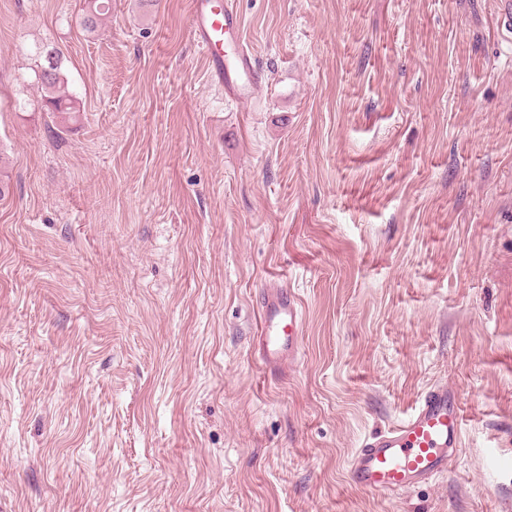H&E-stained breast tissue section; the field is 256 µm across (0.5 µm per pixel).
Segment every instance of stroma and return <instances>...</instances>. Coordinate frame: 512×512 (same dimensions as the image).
Masks as SVG:
<instances>
[{
  "mask_svg": "<svg viewBox=\"0 0 512 512\" xmlns=\"http://www.w3.org/2000/svg\"><path fill=\"white\" fill-rule=\"evenodd\" d=\"M495 0H236L260 107L190 0H0V512H512V50ZM63 54L80 122L39 106ZM303 303L254 358L256 298ZM460 454L407 493L352 454L420 394ZM106 0H83L81 23L86 32L93 34L103 26L109 12ZM260 305L258 360L269 370L278 369L297 351L300 301L292 288L274 287L261 292Z\"/></svg>",
  "mask_w": 512,
  "mask_h": 512,
  "instance_id": "1",
  "label": "stroma"
}]
</instances>
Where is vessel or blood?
Listing matches in <instances>:
<instances>
[{
  "mask_svg": "<svg viewBox=\"0 0 512 512\" xmlns=\"http://www.w3.org/2000/svg\"><path fill=\"white\" fill-rule=\"evenodd\" d=\"M191 28L212 76L230 97L257 104L255 60L240 34L241 17L217 0H191ZM258 359L279 368L297 351L300 301L293 289L268 288L260 296ZM462 448L458 397L445 385L425 390L404 420L368 438L352 457L348 479L378 494L404 492L447 474Z\"/></svg>",
  "mask_w": 512,
  "mask_h": 512,
  "instance_id": "obj_1",
  "label": "vessel or blood"
}]
</instances>
